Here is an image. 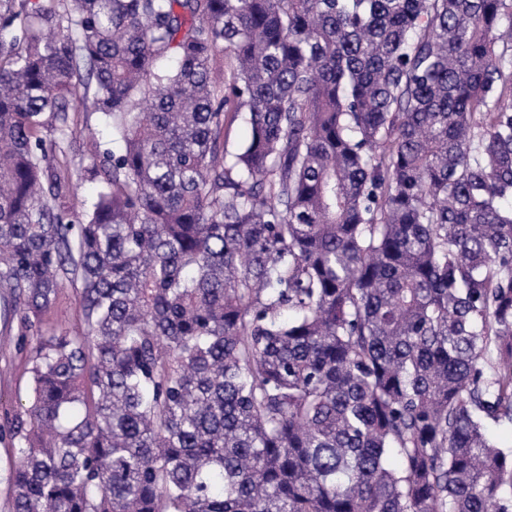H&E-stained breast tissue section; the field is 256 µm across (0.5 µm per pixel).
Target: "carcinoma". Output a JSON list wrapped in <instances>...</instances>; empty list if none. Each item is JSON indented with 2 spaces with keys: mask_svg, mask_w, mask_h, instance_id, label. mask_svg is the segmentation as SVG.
<instances>
[{
  "mask_svg": "<svg viewBox=\"0 0 512 512\" xmlns=\"http://www.w3.org/2000/svg\"><path fill=\"white\" fill-rule=\"evenodd\" d=\"M0 313L12 512H512V0H0ZM71 121L78 138L76 150L68 155L71 168L86 166L99 150L104 147L112 148L111 134L97 124L96 115L84 112L83 107L79 106L77 112L71 113ZM106 144L108 145L105 146ZM78 287V284L66 283L61 288L56 303L43 318V332L67 331L75 335L81 331L83 324ZM28 352L18 350L14 342L0 345V424L13 413L19 401L25 403L30 392Z\"/></svg>",
  "mask_w": 512,
  "mask_h": 512,
  "instance_id": "carcinoma-1",
  "label": "carcinoma"
}]
</instances>
